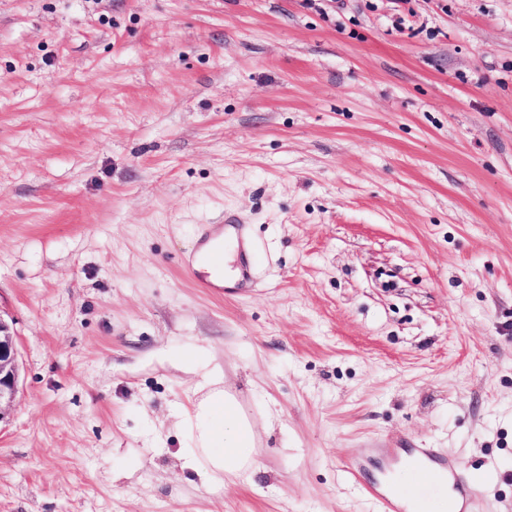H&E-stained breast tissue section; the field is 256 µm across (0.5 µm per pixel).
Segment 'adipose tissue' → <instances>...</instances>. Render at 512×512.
<instances>
[{"instance_id":"ef3b65f1","label":"adipose tissue","mask_w":512,"mask_h":512,"mask_svg":"<svg viewBox=\"0 0 512 512\" xmlns=\"http://www.w3.org/2000/svg\"><path fill=\"white\" fill-rule=\"evenodd\" d=\"M182 424L191 443L183 465L195 470L203 484L227 475L244 478L255 467L251 424L221 390L194 403Z\"/></svg>"}]
</instances>
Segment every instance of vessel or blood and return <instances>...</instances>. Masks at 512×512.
Here are the masks:
<instances>
[{
	"label": "vessel or blood",
	"mask_w": 512,
	"mask_h": 512,
	"mask_svg": "<svg viewBox=\"0 0 512 512\" xmlns=\"http://www.w3.org/2000/svg\"><path fill=\"white\" fill-rule=\"evenodd\" d=\"M233 221V216L228 215L222 225L203 228L194 250L184 261L195 287L217 296L224 293L226 260H233L238 270L236 288L249 287L252 280L243 247L235 246L230 253L224 248V227ZM412 454L419 461V469L411 479L389 484L381 490L370 485L362 486V493L371 497L379 512H397L399 503L404 500L416 502V512H427L418 502L419 488L439 484L448 488L444 512H466L467 504L481 492V477L462 469L457 462L446 460L435 449L416 448Z\"/></svg>",
	"instance_id": "vessel-or-blood-1"
}]
</instances>
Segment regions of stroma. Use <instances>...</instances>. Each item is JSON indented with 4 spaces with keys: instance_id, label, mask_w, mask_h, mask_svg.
<instances>
[{
    "instance_id": "35a3bbf8",
    "label": "stroma",
    "mask_w": 512,
    "mask_h": 512,
    "mask_svg": "<svg viewBox=\"0 0 512 512\" xmlns=\"http://www.w3.org/2000/svg\"><path fill=\"white\" fill-rule=\"evenodd\" d=\"M0 310V512H377L406 448L512 512V0H0ZM190 352L251 480L183 466ZM224 242L223 224L204 227L194 250L184 260L195 287L217 296H223L224 289L228 288L224 286V263L228 258ZM234 239L236 240V246L233 248L235 253L233 254L232 261L234 262L232 264L238 268V276L232 288H249L252 276L249 271L248 261L244 253L242 242L238 235L237 238L234 237ZM234 257H236V259H234ZM18 352L11 324L0 310V425L10 416L17 394Z\"/></svg>"
}]
</instances>
